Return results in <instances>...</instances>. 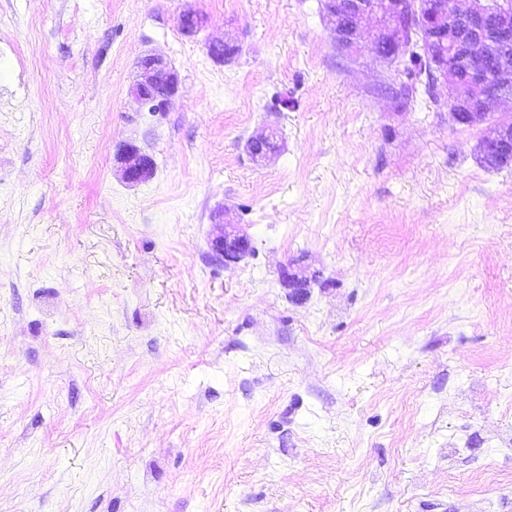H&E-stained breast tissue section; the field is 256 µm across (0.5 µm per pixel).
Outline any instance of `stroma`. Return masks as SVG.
<instances>
[{"mask_svg":"<svg viewBox=\"0 0 512 512\" xmlns=\"http://www.w3.org/2000/svg\"><path fill=\"white\" fill-rule=\"evenodd\" d=\"M406 82L319 0H0V512H512V168ZM178 89L177 73L161 57L148 55L141 59L139 79L133 93L143 107L166 111ZM277 135L273 130L262 131L247 140L246 150L254 162H261L278 150ZM119 160L122 178L127 183L139 184L145 182L154 173L155 163L153 159L134 145H126L119 156ZM220 231L211 239V249L216 259L224 262V266L237 263L251 251V239L239 230L228 228L233 224H217Z\"/></svg>","mask_w":512,"mask_h":512,"instance_id":"1","label":"stroma"}]
</instances>
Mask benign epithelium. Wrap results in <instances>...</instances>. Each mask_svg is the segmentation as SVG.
Here are the masks:
<instances>
[{
	"mask_svg": "<svg viewBox=\"0 0 512 512\" xmlns=\"http://www.w3.org/2000/svg\"><path fill=\"white\" fill-rule=\"evenodd\" d=\"M323 0L324 17L330 26L336 48L347 54L361 50L362 23L376 21L370 42L382 62L399 64L414 48L431 57L430 88L446 84L454 94L448 99V120L467 127H482L484 134L476 145L477 158L487 170L512 167V122L492 119L489 109L494 103L512 95V68L507 52L512 49V5L507 0ZM181 31L195 34L201 18L193 12L178 17ZM448 55L458 56L469 76L477 83L475 91L465 88L457 72L441 60V47ZM179 89L175 70L162 58L148 55L141 59L139 79L133 93L144 107L159 112L167 110ZM246 150L255 162H261L278 150L276 132L270 130L251 136ZM122 178L131 184L149 180L155 163L134 145H127L119 156ZM216 259L228 266L251 251L248 235L220 225L211 239ZM284 277L294 295L301 297L309 280L297 272L286 271Z\"/></svg>",
	"mask_w": 512,
	"mask_h": 512,
	"instance_id": "7a95c632",
	"label": "benign epithelium"
}]
</instances>
